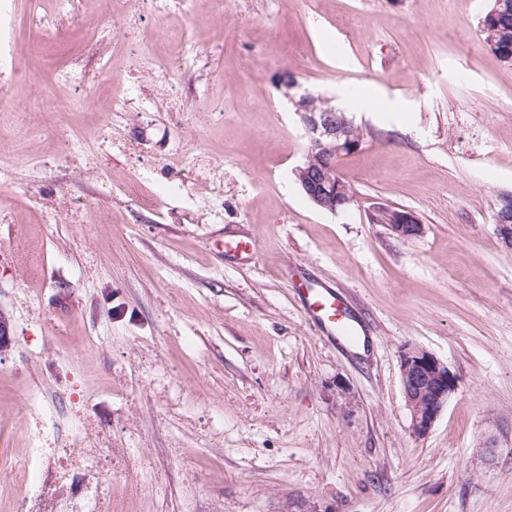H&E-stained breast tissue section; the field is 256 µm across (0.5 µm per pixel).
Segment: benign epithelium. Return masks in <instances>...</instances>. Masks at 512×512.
<instances>
[{"mask_svg": "<svg viewBox=\"0 0 512 512\" xmlns=\"http://www.w3.org/2000/svg\"><path fill=\"white\" fill-rule=\"evenodd\" d=\"M278 88L293 104L295 114L309 142L308 156L321 153L327 165L316 169L306 163L295 169L296 181L306 197L319 209L331 214L345 213L354 202L352 188L342 179L338 161L357 151L363 134L346 115L332 108L319 111L316 99L303 89L296 78L280 73L275 78ZM383 222L399 238H413L423 233V225L410 212L389 210ZM497 234L502 243L512 246V196L501 198L497 213ZM401 378L406 405L410 412L411 431L425 436L448 403L456 389V376L448 364L433 354L410 349L401 357Z\"/></svg>", "mask_w": 512, "mask_h": 512, "instance_id": "benign-epithelium-1", "label": "benign epithelium"}]
</instances>
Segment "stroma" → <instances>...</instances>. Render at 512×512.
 Returning <instances> with one entry per match:
<instances>
[{"mask_svg": "<svg viewBox=\"0 0 512 512\" xmlns=\"http://www.w3.org/2000/svg\"><path fill=\"white\" fill-rule=\"evenodd\" d=\"M13 2L9 61L41 93L0 112V457L89 461L68 476L52 458L34 497L5 464L0 512H89L97 494L112 512H512V66L484 47L490 0H227L224 18L196 0L188 25L168 0L121 27L99 0ZM116 40L199 43L182 122L97 99L128 82ZM281 70L363 133L339 162L348 212L294 179L307 140ZM387 209L423 233L397 237ZM301 280L350 299L356 340L319 334ZM408 348L457 377L423 437ZM510 205H512V196H502L496 224L498 237L501 242L507 246H512V217H510Z\"/></svg>", "mask_w": 512, "mask_h": 512, "instance_id": "stroma-1", "label": "stroma"}]
</instances>
